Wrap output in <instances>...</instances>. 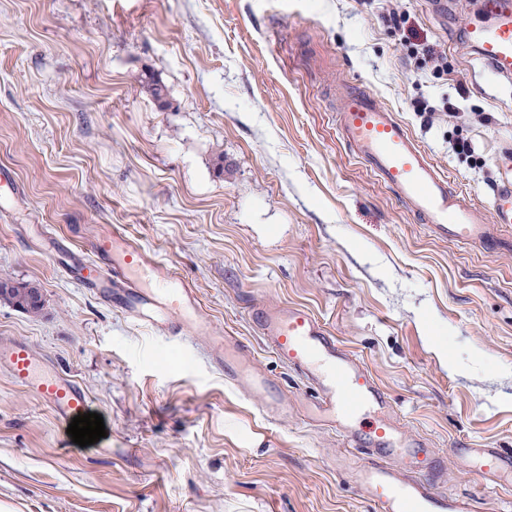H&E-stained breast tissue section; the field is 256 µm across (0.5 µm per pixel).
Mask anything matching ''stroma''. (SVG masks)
I'll use <instances>...</instances> for the list:
<instances>
[{
    "instance_id": "obj_1",
    "label": "stroma",
    "mask_w": 512,
    "mask_h": 512,
    "mask_svg": "<svg viewBox=\"0 0 512 512\" xmlns=\"http://www.w3.org/2000/svg\"><path fill=\"white\" fill-rule=\"evenodd\" d=\"M447 3L440 15L433 0H0V169L20 188L0 212V279L36 284L44 302L33 318L0 301V337L81 382L107 432L73 443L0 371V512H376L331 469L348 451L335 430L299 407L267 419L203 342L67 281L43 237L86 252L103 225L168 263L292 400L303 382L252 309H309L427 443L447 491L512 512V485L454 455L512 451V249L435 236L336 127L344 88L375 95L489 211L512 84L462 39L477 0ZM426 45L441 67L416 66ZM147 71L169 108L141 87ZM458 137L472 156L452 151Z\"/></svg>"
}]
</instances>
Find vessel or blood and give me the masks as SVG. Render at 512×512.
Returning <instances> with one entry per match:
<instances>
[{
    "mask_svg": "<svg viewBox=\"0 0 512 512\" xmlns=\"http://www.w3.org/2000/svg\"><path fill=\"white\" fill-rule=\"evenodd\" d=\"M484 11L486 21L467 24L462 37L494 77L511 81L512 0H484ZM336 123L353 154L434 234L488 252L504 246L501 231L512 228V147L498 154L499 181L486 217L452 188L395 114L372 95L348 90ZM91 250V257L75 258L64 268L77 285L156 330L185 339L214 337L213 364L225 381L259 398L268 417H287V398L259 368L236 361L241 341L214 336L197 294L167 263L117 227L97 233ZM254 318L268 350L314 388L315 400L306 406L310 419L334 428L353 447L332 468L353 480L380 512H472L469 498L438 488L441 473L421 442L397 425L372 374L314 314L296 305L261 304ZM0 369L62 426L90 410L84 386L26 340L0 339ZM464 454L469 468L512 483V455L496 448H468Z\"/></svg>",
    "mask_w": 512,
    "mask_h": 512,
    "instance_id": "b4317fda",
    "label": "vessel or blood"
}]
</instances>
